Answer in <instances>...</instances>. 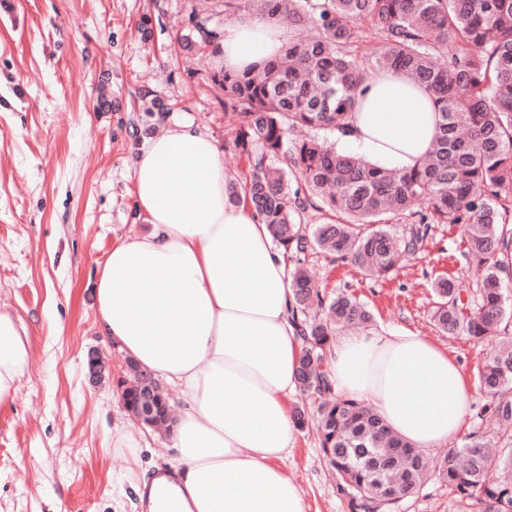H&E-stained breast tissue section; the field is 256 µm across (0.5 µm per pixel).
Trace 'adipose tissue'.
<instances>
[{"label":"adipose tissue","instance_id":"obj_1","mask_svg":"<svg viewBox=\"0 0 512 512\" xmlns=\"http://www.w3.org/2000/svg\"><path fill=\"white\" fill-rule=\"evenodd\" d=\"M287 39L259 17L225 26L217 62L244 70ZM438 112L402 73L366 77L338 144L387 170L431 150ZM224 153L188 119L148 138L133 166L147 233L115 243L94 283L104 336L141 370L180 390L176 462L136 475L141 512H308L286 468L302 342L290 317L286 257L244 204L225 194ZM336 391L363 403L419 450L451 445L472 391L456 360L403 328L331 346ZM30 369L22 323L0 312V408Z\"/></svg>","mask_w":512,"mask_h":512}]
</instances>
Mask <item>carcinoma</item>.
I'll list each match as a JSON object with an SVG mask.
<instances>
[{"instance_id":"1","label":"carcinoma","mask_w":512,"mask_h":512,"mask_svg":"<svg viewBox=\"0 0 512 512\" xmlns=\"http://www.w3.org/2000/svg\"><path fill=\"white\" fill-rule=\"evenodd\" d=\"M261 17L301 33L284 54L211 80L236 111L232 149L247 160L249 178L229 179L233 204L248 205L267 224L293 268L290 313L303 341L296 374L300 391L318 401L323 457L358 512L383 509L413 494L435 469L455 497L475 512H512V343L502 341L478 368L497 432L476 429L439 460L390 433L367 406L332 401L328 351L336 328L368 322L354 296L326 297L315 287L304 255L350 260L382 277L414 254L432 224L468 225L464 255L484 267L475 287L442 277L433 285L434 321L452 337L481 341L509 336L512 312V0H261ZM251 0H213L193 11L177 43L217 53L229 19ZM374 44L363 48L364 39ZM403 71L431 97L439 132L425 160L410 171L379 169L336 149L364 76ZM301 188L288 199V174ZM419 199L425 211H412ZM325 210L319 224L308 209ZM405 224L402 229L399 224ZM123 381L127 411L150 428L169 427L168 403L156 379L130 364Z\"/></svg>"}]
</instances>
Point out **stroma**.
<instances>
[{
  "mask_svg": "<svg viewBox=\"0 0 512 512\" xmlns=\"http://www.w3.org/2000/svg\"><path fill=\"white\" fill-rule=\"evenodd\" d=\"M202 0H0V311L30 337L31 367L14 404L0 410V512H135L122 492L128 468L169 467V436L125 410L123 357L99 333L93 284L113 244L146 229L131 166L157 127L189 118L208 131L227 166L232 116L210 73L214 58L180 49ZM147 31H140V24ZM165 115L145 112L151 99ZM465 227L432 225L396 273L366 275L348 261L307 253L317 287L347 293L372 314L371 329L404 327L447 349L475 383L488 344L448 336L432 315V284H474ZM108 360L92 383L90 352ZM142 446L114 447L116 432ZM308 512H351L323 459L315 425L298 431L287 461ZM391 512H471L437 472Z\"/></svg>",
  "mask_w": 512,
  "mask_h": 512,
  "instance_id": "1",
  "label": "stroma"
}]
</instances>
